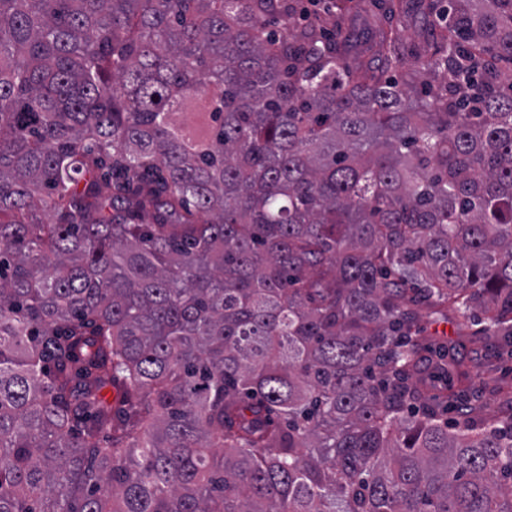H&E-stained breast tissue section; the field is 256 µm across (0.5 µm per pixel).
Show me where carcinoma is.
Returning a JSON list of instances; mask_svg holds the SVG:
<instances>
[{
    "instance_id": "carcinoma-1",
    "label": "carcinoma",
    "mask_w": 512,
    "mask_h": 512,
    "mask_svg": "<svg viewBox=\"0 0 512 512\" xmlns=\"http://www.w3.org/2000/svg\"><path fill=\"white\" fill-rule=\"evenodd\" d=\"M445 2L412 67L289 0H0V512H512V422L413 378L466 375L423 305L512 337V0ZM453 316L448 314V320L440 318L434 314L430 309L423 308L421 310V319L419 326L423 332L420 336L426 338H441L450 341H457L458 336L454 333V326L452 324Z\"/></svg>"
}]
</instances>
